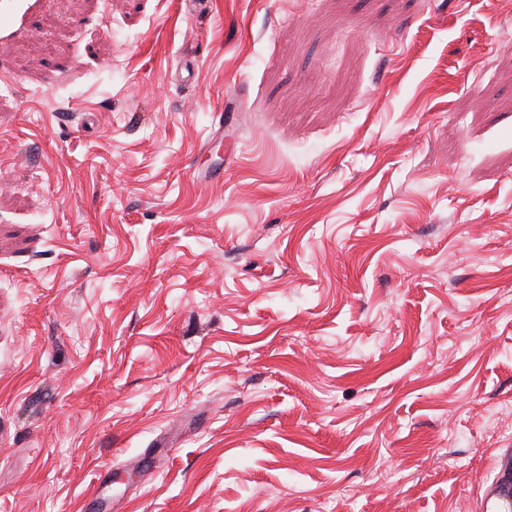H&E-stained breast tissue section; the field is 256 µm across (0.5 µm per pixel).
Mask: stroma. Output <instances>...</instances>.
I'll list each match as a JSON object with an SVG mask.
<instances>
[{"label": "stroma", "mask_w": 512, "mask_h": 512, "mask_svg": "<svg viewBox=\"0 0 512 512\" xmlns=\"http://www.w3.org/2000/svg\"><path fill=\"white\" fill-rule=\"evenodd\" d=\"M511 462L512 0H0V512Z\"/></svg>", "instance_id": "obj_1"}]
</instances>
